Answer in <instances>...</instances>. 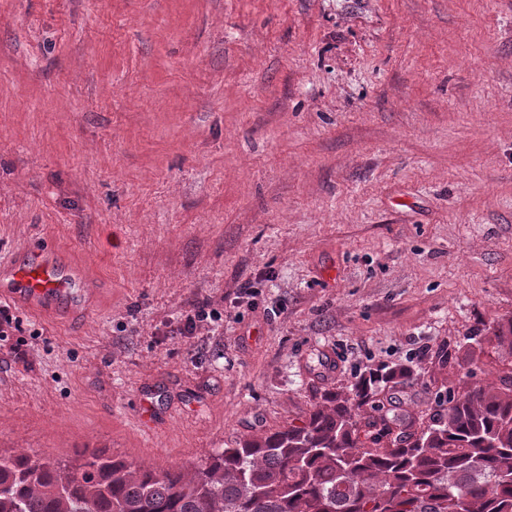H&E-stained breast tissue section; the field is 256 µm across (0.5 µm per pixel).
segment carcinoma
Instances as JSON below:
<instances>
[{
    "label": "carcinoma",
    "mask_w": 512,
    "mask_h": 512,
    "mask_svg": "<svg viewBox=\"0 0 512 512\" xmlns=\"http://www.w3.org/2000/svg\"><path fill=\"white\" fill-rule=\"evenodd\" d=\"M396 373L324 392L300 426L219 448L192 469L104 451L0 453V512H512V374L447 396L408 431L379 410Z\"/></svg>",
    "instance_id": "obj_1"
}]
</instances>
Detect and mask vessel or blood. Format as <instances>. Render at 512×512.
I'll list each match as a JSON object with an SVG mask.
<instances>
[{"label": "vessel or blood", "mask_w": 512, "mask_h": 512, "mask_svg": "<svg viewBox=\"0 0 512 512\" xmlns=\"http://www.w3.org/2000/svg\"><path fill=\"white\" fill-rule=\"evenodd\" d=\"M95 298L63 253L50 245H33L0 264V299L37 316L75 317Z\"/></svg>", "instance_id": "b4317fda"}]
</instances>
